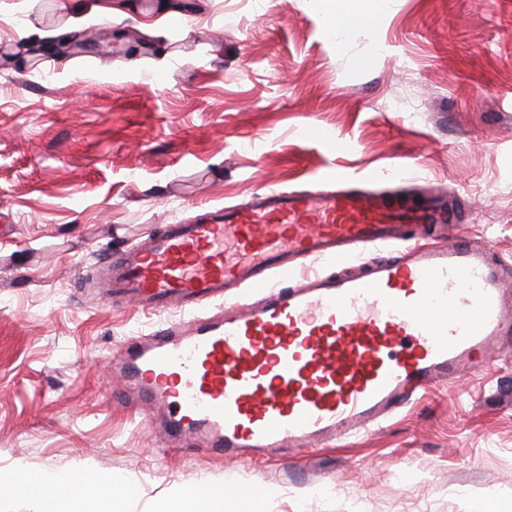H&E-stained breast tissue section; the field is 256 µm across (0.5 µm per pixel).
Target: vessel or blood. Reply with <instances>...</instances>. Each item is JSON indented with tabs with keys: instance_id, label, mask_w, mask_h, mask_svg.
<instances>
[{
	"instance_id": "1",
	"label": "vessel or blood",
	"mask_w": 512,
	"mask_h": 512,
	"mask_svg": "<svg viewBox=\"0 0 512 512\" xmlns=\"http://www.w3.org/2000/svg\"><path fill=\"white\" fill-rule=\"evenodd\" d=\"M322 181L314 196L256 191L163 225L82 275L164 315L113 357L112 376L169 446L283 459L370 431L512 339V297L484 247L394 246L464 211L437 195L407 208L337 168ZM313 259L333 272L303 275Z\"/></svg>"
}]
</instances>
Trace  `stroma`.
<instances>
[{"instance_id": "35a3bbf8", "label": "stroma", "mask_w": 512, "mask_h": 512, "mask_svg": "<svg viewBox=\"0 0 512 512\" xmlns=\"http://www.w3.org/2000/svg\"><path fill=\"white\" fill-rule=\"evenodd\" d=\"M0 0V512H159L215 485L250 512H512V343L373 433L275 464L175 454L112 399L109 363L157 317L77 275L113 247L251 191L353 185L472 210L461 234L512 264V0H391L336 45L318 0ZM111 51L28 52L31 21ZM327 127L332 149L306 136ZM113 478L105 500L42 476Z\"/></svg>"}]
</instances>
